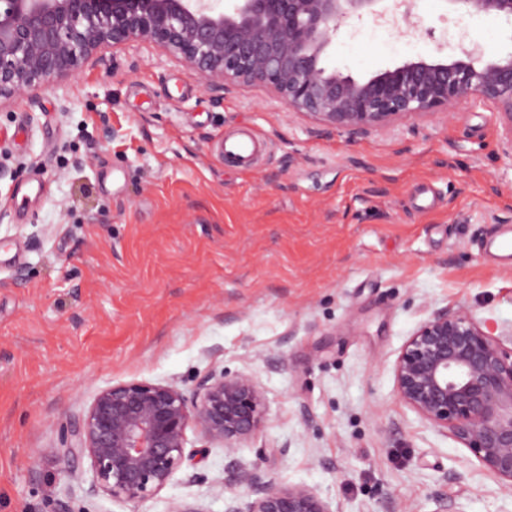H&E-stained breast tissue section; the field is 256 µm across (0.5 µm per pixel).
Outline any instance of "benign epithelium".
<instances>
[{
    "instance_id": "obj_1",
    "label": "benign epithelium",
    "mask_w": 512,
    "mask_h": 512,
    "mask_svg": "<svg viewBox=\"0 0 512 512\" xmlns=\"http://www.w3.org/2000/svg\"><path fill=\"white\" fill-rule=\"evenodd\" d=\"M0 0V100L61 85L84 63L129 43L183 59L208 89L260 85L289 111L351 141L479 100L497 110L500 147L512 157V52L491 57L463 35L450 61L423 57L359 79L326 63L346 21L416 17L415 0ZM471 15L512 18V0H447ZM399 400L451 436L482 470L512 488V338L483 331L466 309L433 312L406 340L395 364ZM256 378L212 372L187 396L169 384L129 381L102 389L60 430L64 476L91 461L89 490L120 502L152 498L184 462L194 427L224 445L228 469L250 498L225 512H334L304 485L265 483L234 456L266 425Z\"/></svg>"
}]
</instances>
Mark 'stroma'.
Returning <instances> with one entry per match:
<instances>
[{"instance_id":"stroma-1","label":"stroma","mask_w":512,"mask_h":512,"mask_svg":"<svg viewBox=\"0 0 512 512\" xmlns=\"http://www.w3.org/2000/svg\"><path fill=\"white\" fill-rule=\"evenodd\" d=\"M422 21L350 20L327 54L356 77L456 53L460 24L492 55L512 19L417 0ZM433 36H426V29ZM265 142L249 169L217 141ZM474 100L348 140L268 89L209 93L137 43L67 86L0 103V512H224L245 497L221 443L197 429L157 496L117 502L68 482L58 428L131 380L191 391L211 371L254 375L267 424L237 455L261 481L301 484L336 512H512V492L398 399L394 363L438 309L512 334V259L483 240L512 226V159ZM43 183L46 191L25 197ZM199 480H192V473Z\"/></svg>"}]
</instances>
